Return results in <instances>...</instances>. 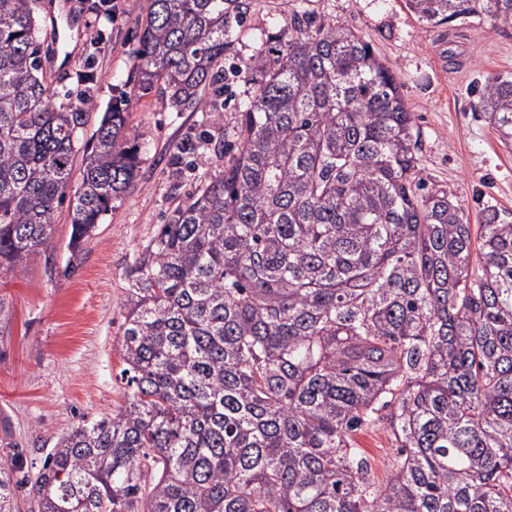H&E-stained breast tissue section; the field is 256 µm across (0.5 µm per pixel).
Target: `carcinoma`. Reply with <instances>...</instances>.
<instances>
[{"label":"carcinoma","mask_w":512,"mask_h":512,"mask_svg":"<svg viewBox=\"0 0 512 512\" xmlns=\"http://www.w3.org/2000/svg\"><path fill=\"white\" fill-rule=\"evenodd\" d=\"M421 20L512 26V0H407ZM245 0H150L135 70L177 110L243 73L233 143L127 273L126 400L57 438L35 478L0 459V512H512V220L473 231L428 186L416 117L348 24L293 11L239 62ZM29 0H0V274L69 200L70 260L135 184L112 106L67 198L91 96L58 107ZM478 111L512 142V74ZM398 460L374 481L357 433Z\"/></svg>","instance_id":"carcinoma-1"}]
</instances>
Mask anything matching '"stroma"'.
Returning <instances> with one entry per match:
<instances>
[{
	"instance_id": "stroma-1",
	"label": "stroma",
	"mask_w": 512,
	"mask_h": 512,
	"mask_svg": "<svg viewBox=\"0 0 512 512\" xmlns=\"http://www.w3.org/2000/svg\"><path fill=\"white\" fill-rule=\"evenodd\" d=\"M69 2L79 37L41 23L43 73L53 101L59 107L72 102L78 71L92 70L89 127L119 96H128L129 128L141 154L134 188L114 202L77 262L68 260L71 224L62 206L49 247L31 255L21 274L0 276V297L10 308L0 324V458L29 475L81 418H99L123 404L117 340L126 272L204 171L224 165L209 150L206 167L180 173L178 147L210 128L212 111L223 113L228 129L236 112L235 98L222 100L208 90L205 107L178 111L157 90L139 89L137 28L149 0H116L114 12L95 7V0ZM299 7L348 23L384 59L417 116L426 182L454 193L471 223H482L490 205L512 216V145L502 144L476 110L485 78L512 73V27L478 18L432 26L406 0H249L234 56L252 54L266 34L287 27ZM357 440L372 475L384 481L396 456L389 435L374 428Z\"/></svg>"
}]
</instances>
